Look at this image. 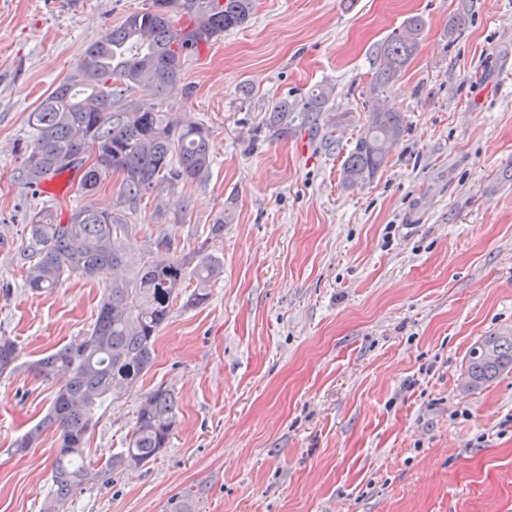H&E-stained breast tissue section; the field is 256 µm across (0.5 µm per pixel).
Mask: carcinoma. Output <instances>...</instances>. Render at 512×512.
Returning <instances> with one entry per match:
<instances>
[{
    "label": "carcinoma",
    "instance_id": "cac0c4a2",
    "mask_svg": "<svg viewBox=\"0 0 512 512\" xmlns=\"http://www.w3.org/2000/svg\"><path fill=\"white\" fill-rule=\"evenodd\" d=\"M471 0H458L448 19V36L463 30ZM255 0H146L121 24L109 27L89 44L75 73L60 81L30 112V149L18 171L25 184L39 188L74 170L81 172L77 191L95 193L110 174L120 177L119 203L110 208L84 205L71 211L68 223L52 205L28 215L29 243L34 258L24 286L33 292L52 291L73 276H112L85 335L28 364L35 377L65 383L55 391L47 414L14 444L25 454L44 432L58 433L53 460L50 509L60 512L71 495L91 479L85 461L89 433L100 411L129 395L151 369L155 341L169 320L186 280H196L184 306L198 307L211 296V283L221 264L202 253L194 267L170 254V240L161 239V254L134 257L122 241L132 234L143 197L163 181L193 183L209 173L210 129L188 117L176 118L157 105L133 97L137 90L160 97L180 81L186 62L224 33L246 25ZM424 21L411 16L401 32L372 51L373 92L398 77L416 54ZM330 92L319 86L305 99L282 98L272 106L268 126L279 135L298 128L333 133L350 121L336 114L323 126ZM404 115L377 105L369 113L341 170V184L351 189L371 181L383 168L401 138ZM94 147L88 158V147ZM17 341L0 334V376L18 368ZM512 369V336L484 337L469 353L465 375L480 387ZM174 392L159 385L141 397L126 448L112 456L106 470L140 468L155 460L170 443L176 426Z\"/></svg>",
    "mask_w": 512,
    "mask_h": 512
}]
</instances>
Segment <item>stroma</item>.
I'll use <instances>...</instances> for the list:
<instances>
[{
  "mask_svg": "<svg viewBox=\"0 0 512 512\" xmlns=\"http://www.w3.org/2000/svg\"><path fill=\"white\" fill-rule=\"evenodd\" d=\"M144 0H0V333L21 348L0 377V512H44L57 448L45 432L59 381L28 362L92 323L105 278L23 285L22 215L115 204L67 173L37 192L14 177L29 113L74 73L88 44ZM256 0L250 21L189 60L159 109L207 125L202 181L164 182L133 217L130 253L169 236L189 263L207 246L223 267L211 297L174 304L137 391L109 406L86 446L94 468L125 446L141 395L175 394L168 448L147 465L76 491L64 512H512V371L464 382L477 341L512 333V0ZM413 15L418 50L381 97L405 115L387 164L343 188L342 165L372 108L371 49ZM331 88L324 114L350 112L337 143L277 137L280 98ZM224 235L209 240L211 224Z\"/></svg>",
  "mask_w": 512,
  "mask_h": 512,
  "instance_id": "stroma-1",
  "label": "stroma"
}]
</instances>
